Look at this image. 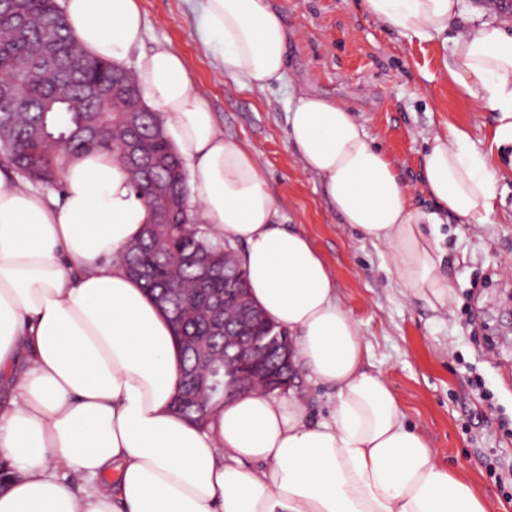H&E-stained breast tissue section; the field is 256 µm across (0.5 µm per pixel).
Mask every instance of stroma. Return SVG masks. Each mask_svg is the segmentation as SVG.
Listing matches in <instances>:
<instances>
[{"mask_svg": "<svg viewBox=\"0 0 512 512\" xmlns=\"http://www.w3.org/2000/svg\"><path fill=\"white\" fill-rule=\"evenodd\" d=\"M202 3L140 0L143 50L183 56L225 140L256 151L279 222L304 232L326 260L369 345L365 369L387 380L440 465L472 483L492 512H512V489L493 476L512 469V165L500 168L489 223L424 225L454 285L447 309L435 312L398 281L387 248L343 223L318 178L302 171L287 125L297 90L343 100L398 162L414 208L431 212L420 179L427 138L456 126L490 151L496 113L451 79L452 48L397 34L359 0H274L290 31L286 80L241 86L201 41Z\"/></svg>", "mask_w": 512, "mask_h": 512, "instance_id": "stroma-1", "label": "stroma"}]
</instances>
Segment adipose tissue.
I'll return each instance as SVG.
<instances>
[{
	"label": "adipose tissue",
	"mask_w": 512,
	"mask_h": 512,
	"mask_svg": "<svg viewBox=\"0 0 512 512\" xmlns=\"http://www.w3.org/2000/svg\"><path fill=\"white\" fill-rule=\"evenodd\" d=\"M92 56L136 75L191 168V200L213 237L243 244L251 296L293 339L294 362L336 391L330 420L304 397L226 389L204 424L177 416L180 351L167 316L120 254L147 208L112 153L72 159L60 196L0 171V512H489L464 477L437 464L386 380L322 256L277 208L252 150L224 138L183 57L138 53L139 0H61ZM364 12L420 41L447 34L459 0H362ZM202 41L225 76L261 87L286 78L288 31L269 0H205ZM453 81L498 112L512 145V32L493 21L453 40ZM288 134L344 223L391 252L398 280L431 308L453 285L422 227L447 213L485 224L496 163L458 128L434 134L422 184L438 209H414L397 162L373 146L341 100L298 91ZM83 484L72 489L65 473Z\"/></svg>",
	"instance_id": "ef3b65f1"
}]
</instances>
